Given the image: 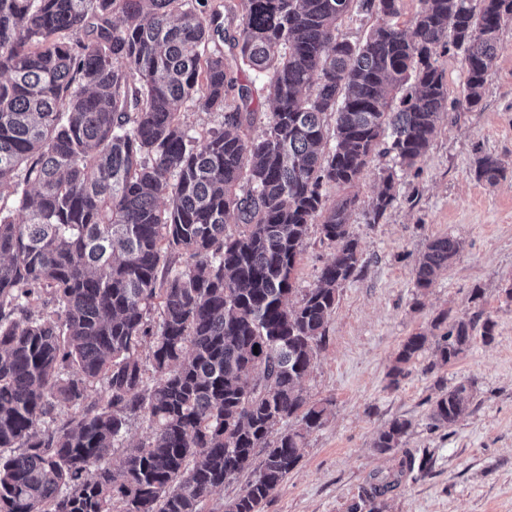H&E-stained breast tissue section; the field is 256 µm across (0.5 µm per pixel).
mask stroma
Listing matches in <instances>:
<instances>
[{
    "label": "stroma",
    "mask_w": 512,
    "mask_h": 512,
    "mask_svg": "<svg viewBox=\"0 0 512 512\" xmlns=\"http://www.w3.org/2000/svg\"><path fill=\"white\" fill-rule=\"evenodd\" d=\"M484 154L506 167L497 184L475 177V161ZM393 165L391 156H376L353 187L327 190L331 205L357 197L349 222L361 268L340 288L326 343L303 382L310 399L329 401L331 413L309 433L303 459L265 512H347L362 487L392 467L371 444L395 418L412 421L405 448L428 453L431 466L406 475L387 494L386 512H512V24L500 31L480 106L443 116L424 160L398 173L395 199L380 223H366L364 212ZM445 235L460 239L462 250L427 295L417 297L415 261L429 240ZM335 251L310 229L297 287H312ZM444 312L491 317L493 341L475 338L450 365L425 351L390 387L401 344L412 334H431ZM461 382L476 389L469 413L453 427L433 426L439 385Z\"/></svg>",
    "instance_id": "stroma-1"
}]
</instances>
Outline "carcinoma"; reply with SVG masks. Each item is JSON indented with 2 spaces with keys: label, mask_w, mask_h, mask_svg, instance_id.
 Wrapping results in <instances>:
<instances>
[{
  "label": "carcinoma",
  "mask_w": 512,
  "mask_h": 512,
  "mask_svg": "<svg viewBox=\"0 0 512 512\" xmlns=\"http://www.w3.org/2000/svg\"><path fill=\"white\" fill-rule=\"evenodd\" d=\"M240 6L229 31L209 0H0V190L14 196L0 204V448L15 449L0 454V512H203L243 473L224 512H264L327 421L302 382L360 261L357 199L329 206L326 187L352 186L380 154L402 170L421 162L443 113L481 104L512 22V0H421L405 26L402 0ZM353 11L379 17L361 45L338 31ZM450 45L466 67L452 101L434 60ZM258 83L272 112L247 138ZM188 103L221 113L223 128L190 135ZM504 171L476 160L490 184ZM394 179L367 223L392 204ZM312 224L336 252L301 292ZM461 249L431 240L415 288H432ZM176 254L191 263L174 268ZM478 327L494 339L491 318L457 317L434 341L440 361ZM428 343L407 337L392 383ZM473 403L460 383L430 419L450 428ZM138 419L148 438L110 468ZM411 428L395 418L379 430L374 451L402 455L348 512H384L405 475L429 469L402 451ZM246 482V475L237 481L224 484V487L218 489L206 503L205 512H224V504L240 493L241 488Z\"/></svg>",
  "instance_id": "obj_1"
}]
</instances>
